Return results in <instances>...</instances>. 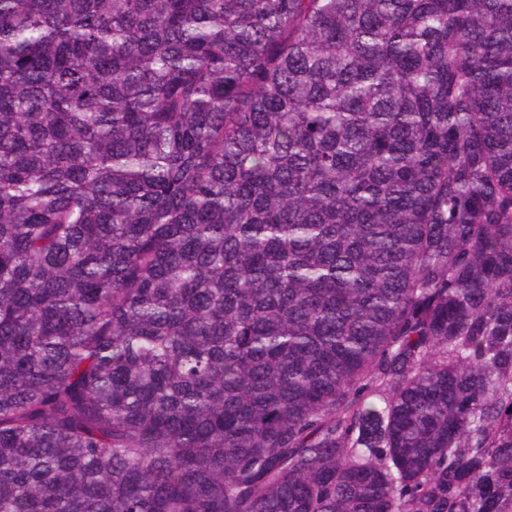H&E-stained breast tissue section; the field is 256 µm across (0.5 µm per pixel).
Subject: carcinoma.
Masks as SVG:
<instances>
[{"instance_id": "cac0c4a2", "label": "carcinoma", "mask_w": 512, "mask_h": 512, "mask_svg": "<svg viewBox=\"0 0 512 512\" xmlns=\"http://www.w3.org/2000/svg\"><path fill=\"white\" fill-rule=\"evenodd\" d=\"M0 512H512V0H0Z\"/></svg>"}]
</instances>
